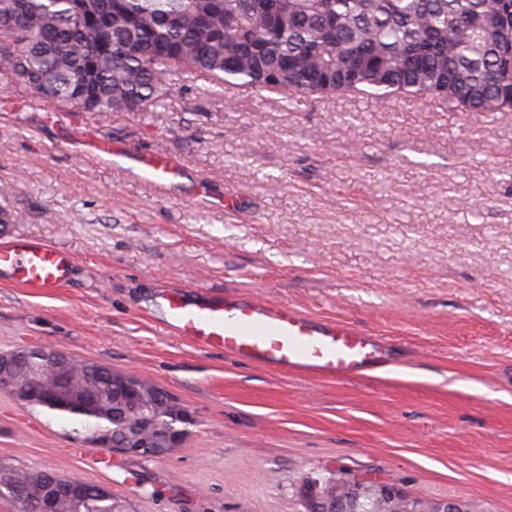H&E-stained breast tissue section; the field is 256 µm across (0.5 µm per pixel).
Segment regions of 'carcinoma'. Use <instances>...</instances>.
I'll use <instances>...</instances> for the list:
<instances>
[{
    "label": "carcinoma",
    "instance_id": "carcinoma-1",
    "mask_svg": "<svg viewBox=\"0 0 512 512\" xmlns=\"http://www.w3.org/2000/svg\"><path fill=\"white\" fill-rule=\"evenodd\" d=\"M219 86L375 99L432 98L451 111L512 112V0H0V74L69 112H147L184 69ZM68 391L17 388L33 410L76 421L89 438L161 439L190 422L144 382L143 410L108 420L80 398L114 371L75 361ZM0 466L5 499L54 478ZM83 512H105L93 483Z\"/></svg>",
    "mask_w": 512,
    "mask_h": 512
}]
</instances>
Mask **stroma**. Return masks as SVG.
<instances>
[{
    "label": "stroma",
    "mask_w": 512,
    "mask_h": 512,
    "mask_svg": "<svg viewBox=\"0 0 512 512\" xmlns=\"http://www.w3.org/2000/svg\"><path fill=\"white\" fill-rule=\"evenodd\" d=\"M0 107V243L74 257L36 295L0 281V354L51 347L146 379L192 423L160 458L98 453L0 391V465L111 487L121 512H304L305 478L351 472L512 512V112L183 81L151 112L57 118L24 87ZM176 157L166 195L75 131ZM232 198L233 210L217 208ZM259 294L400 345L333 383L166 335L159 286Z\"/></svg>",
    "instance_id": "35a3bbf8"
}]
</instances>
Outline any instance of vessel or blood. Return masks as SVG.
<instances>
[{
    "mask_svg": "<svg viewBox=\"0 0 512 512\" xmlns=\"http://www.w3.org/2000/svg\"><path fill=\"white\" fill-rule=\"evenodd\" d=\"M88 150L102 160L117 155L128 159L144 182L162 191L183 176L180 164L166 152L138 154L103 138L89 144ZM73 264L70 253L40 239L16 238L0 245V279L33 294L61 287ZM157 305L166 334L202 349H223L235 359L285 375L343 383L400 361L394 341L350 321L315 317L258 295H215L179 284L161 288Z\"/></svg>",
    "mask_w": 512,
    "mask_h": 512,
    "instance_id": "1",
    "label": "vessel or blood"
}]
</instances>
